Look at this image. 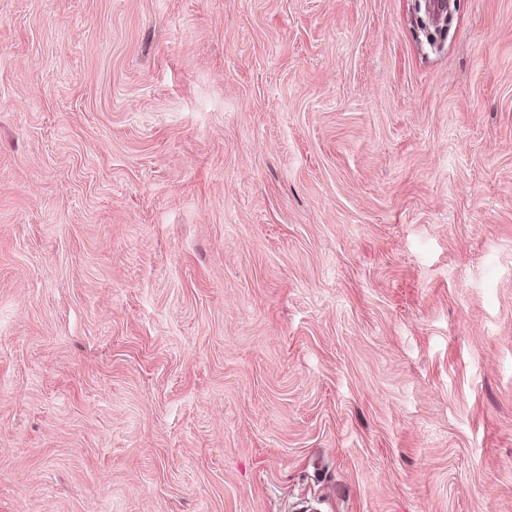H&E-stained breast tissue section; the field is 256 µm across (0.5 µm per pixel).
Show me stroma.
Here are the masks:
<instances>
[{
  "instance_id": "1",
  "label": "stroma",
  "mask_w": 512,
  "mask_h": 512,
  "mask_svg": "<svg viewBox=\"0 0 512 512\" xmlns=\"http://www.w3.org/2000/svg\"><path fill=\"white\" fill-rule=\"evenodd\" d=\"M0 0V512H512V0Z\"/></svg>"
}]
</instances>
